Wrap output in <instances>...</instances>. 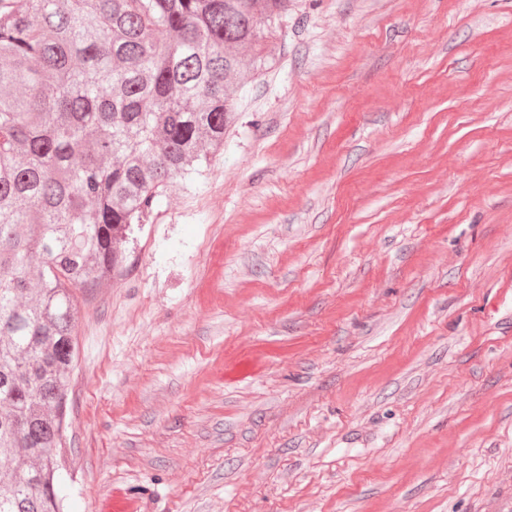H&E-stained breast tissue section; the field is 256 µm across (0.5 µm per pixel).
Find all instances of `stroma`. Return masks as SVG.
<instances>
[{"label": "stroma", "mask_w": 512, "mask_h": 512, "mask_svg": "<svg viewBox=\"0 0 512 512\" xmlns=\"http://www.w3.org/2000/svg\"><path fill=\"white\" fill-rule=\"evenodd\" d=\"M271 45L79 297L64 512H512V0Z\"/></svg>", "instance_id": "35a3bbf8"}]
</instances>
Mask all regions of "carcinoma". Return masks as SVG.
<instances>
[{
  "label": "carcinoma",
  "instance_id": "carcinoma-1",
  "mask_svg": "<svg viewBox=\"0 0 512 512\" xmlns=\"http://www.w3.org/2000/svg\"><path fill=\"white\" fill-rule=\"evenodd\" d=\"M288 0H0V512H62L77 293L224 147Z\"/></svg>",
  "mask_w": 512,
  "mask_h": 512
}]
</instances>
